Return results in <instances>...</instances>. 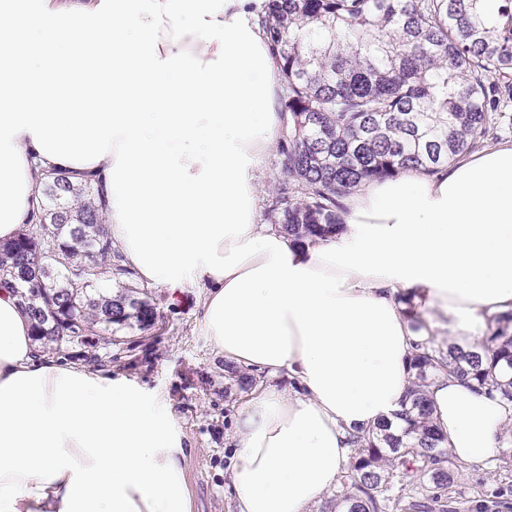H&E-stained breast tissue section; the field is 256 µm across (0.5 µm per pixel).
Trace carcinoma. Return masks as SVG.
Masks as SVG:
<instances>
[{"label":"carcinoma","instance_id":"obj_1","mask_svg":"<svg viewBox=\"0 0 512 512\" xmlns=\"http://www.w3.org/2000/svg\"><path fill=\"white\" fill-rule=\"evenodd\" d=\"M284 79L283 178L266 207L296 244L346 230L342 198L371 180L438 172L486 136L501 100L492 78L512 75V0L489 23L481 0H267L260 18ZM41 222L0 245V288L27 292L24 263L54 268L56 289L29 310L34 336L61 347L96 333L147 329L159 318L148 291L103 282L112 266L105 214L89 183L50 172L35 202ZM413 381L399 423L352 436L355 454L328 512H448L457 462L443 447L426 388L440 374L495 392L512 406V311L475 345L429 334L410 358ZM243 391L256 378L225 365Z\"/></svg>","mask_w":512,"mask_h":512}]
</instances>
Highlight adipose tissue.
<instances>
[{"label": "adipose tissue", "mask_w": 512, "mask_h": 512, "mask_svg": "<svg viewBox=\"0 0 512 512\" xmlns=\"http://www.w3.org/2000/svg\"><path fill=\"white\" fill-rule=\"evenodd\" d=\"M265 0H0V241L34 221L43 170L94 179L105 231L141 281L203 288L217 353L268 385L238 412L237 512H312L411 381L414 305L472 345L512 310V140L444 174L346 195L344 234L298 247L258 223L260 159L281 125ZM462 465L512 414L463 381L429 387ZM168 409L126 378L35 356L0 289V512H189Z\"/></svg>", "instance_id": "obj_1"}]
</instances>
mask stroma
Masks as SVG:
<instances>
[{
	"mask_svg": "<svg viewBox=\"0 0 512 512\" xmlns=\"http://www.w3.org/2000/svg\"><path fill=\"white\" fill-rule=\"evenodd\" d=\"M148 292L159 311L151 328L124 330L121 344L40 347L41 356L121 375L170 405L184 446L190 512H235L224 447L236 413L248 402L224 372L202 324L201 288L185 282L178 294L161 285ZM457 512H512V467L486 461L460 469L448 488Z\"/></svg>",
	"mask_w": 512,
	"mask_h": 512,
	"instance_id": "35a3bbf8",
	"label": "stroma"
}]
</instances>
